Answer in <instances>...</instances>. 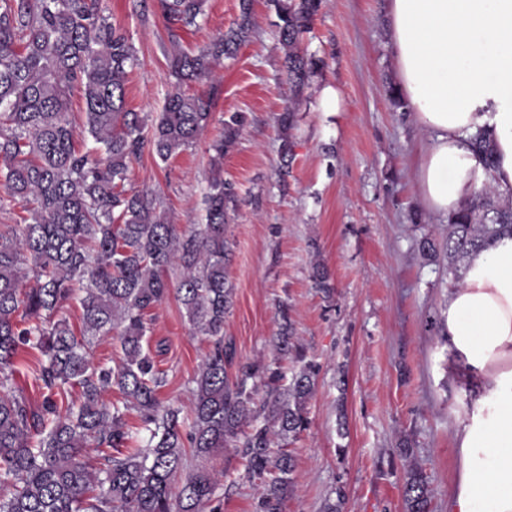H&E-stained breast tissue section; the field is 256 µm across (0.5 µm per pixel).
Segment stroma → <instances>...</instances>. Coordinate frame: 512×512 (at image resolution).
I'll list each match as a JSON object with an SVG mask.
<instances>
[{"label": "stroma", "instance_id": "stroma-1", "mask_svg": "<svg viewBox=\"0 0 512 512\" xmlns=\"http://www.w3.org/2000/svg\"><path fill=\"white\" fill-rule=\"evenodd\" d=\"M239 0H207L198 26L181 30L197 49L236 21ZM105 15L130 35L138 61L128 109L157 115L174 88L165 23L154 0H101ZM254 33L218 74L212 121L196 145L169 163L144 154L129 185L152 189L180 229L201 223L210 177L209 145L225 116L247 121L224 158V181L239 201L227 236L233 305L224 319L238 362H267L287 303L297 344L319 367L308 405L310 425L292 442L294 483L283 512H405L404 477L414 461L427 478L431 512H448L457 459L453 430L471 405L448 378L442 335L447 260L430 259L422 238L444 243L448 219L428 210L417 186L426 135L398 93L387 28L388 0H322L304 48L325 62L303 91L289 165H282L278 113L290 91L266 0H254ZM339 88L344 112L320 111L323 85ZM322 261L334 291L313 285ZM151 339L167 373L164 401L190 408L192 380L210 344L196 335L175 296L151 313ZM411 444L402 458L400 438ZM225 478L214 512H253L259 489L243 479L228 449L208 460Z\"/></svg>", "mask_w": 512, "mask_h": 512}]
</instances>
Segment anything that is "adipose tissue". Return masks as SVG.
I'll use <instances>...</instances> for the list:
<instances>
[{"mask_svg":"<svg viewBox=\"0 0 512 512\" xmlns=\"http://www.w3.org/2000/svg\"><path fill=\"white\" fill-rule=\"evenodd\" d=\"M399 90L429 133L417 181L426 207L451 215L485 179L512 195V0H389ZM485 130L495 167L470 139ZM448 377L472 407L454 430L448 512H512V237L472 255L449 289Z\"/></svg>","mask_w":512,"mask_h":512,"instance_id":"adipose-tissue-1","label":"adipose tissue"}]
</instances>
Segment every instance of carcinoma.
Instances as JSON below:
<instances>
[{
    "label": "carcinoma",
    "mask_w": 512,
    "mask_h": 512,
    "mask_svg": "<svg viewBox=\"0 0 512 512\" xmlns=\"http://www.w3.org/2000/svg\"><path fill=\"white\" fill-rule=\"evenodd\" d=\"M292 100L278 115L283 165L293 155L295 99L324 66L301 47L321 0H267ZM171 36L167 54L175 89L151 118L126 107L128 76L137 52L100 0H0V206L29 204L25 223L0 231V512H203L224 472L187 469L186 448L206 459L220 448L245 462L244 477L260 482L253 512H283L294 457L286 450L309 426L308 404L319 367L293 341L288 305L279 306L280 332L269 363L237 364L224 341L232 306L225 231L236 198L224 184V155L238 144L245 117L224 118L210 144L204 223L178 230L158 210L149 189H126L131 165L144 153L166 163L190 148L212 119L219 92L215 71L252 36L253 0L203 48L185 49L174 28L205 17L206 0H157ZM203 84L190 94L185 88ZM85 106L91 145L75 146L68 118L71 93ZM472 146L486 173L493 142L479 131ZM512 235V198L487 180L449 217L443 251L448 283H462L471 255ZM177 268L175 288L195 333L212 349L193 378L190 412L166 404L167 375L151 349L146 315L170 293L165 273ZM314 286L333 292L327 267L312 265ZM81 308L80 332L64 315ZM116 336L119 363L94 362L99 337ZM38 353L33 380L42 400L9 393L21 352ZM294 364L291 377L280 361ZM117 389L121 400L105 395ZM79 402L60 405L71 391ZM264 391L256 400L258 391ZM136 413L148 437L127 448L126 417ZM98 455H85L88 447ZM406 512H429L422 471L405 472Z\"/></svg>",
    "instance_id": "obj_1"
}]
</instances>
